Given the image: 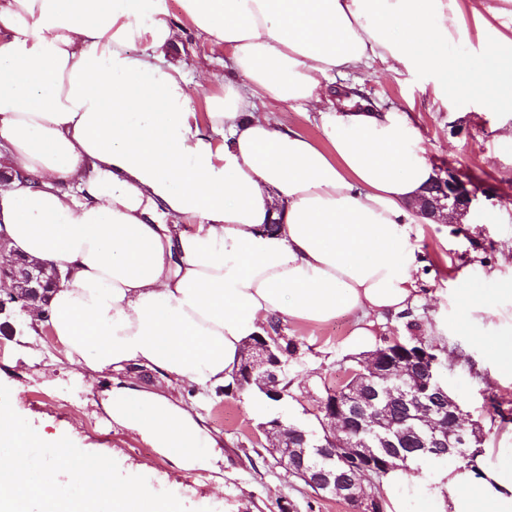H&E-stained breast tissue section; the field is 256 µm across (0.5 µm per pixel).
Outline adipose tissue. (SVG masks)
<instances>
[{
    "label": "adipose tissue",
    "instance_id": "1",
    "mask_svg": "<svg viewBox=\"0 0 512 512\" xmlns=\"http://www.w3.org/2000/svg\"><path fill=\"white\" fill-rule=\"evenodd\" d=\"M0 0V237L60 284L27 320L95 376L105 422L174 469L219 474L222 443L180 396L230 382L270 317L374 319L417 301L413 225L430 164L387 113L327 83L374 59L512 111V0ZM234 75L195 111L181 27ZM476 38L479 75L448 47ZM140 54H133L134 46ZM319 116L321 140L277 126ZM277 223L275 232L265 226ZM157 372L152 384L139 373ZM422 512H512V449L442 471ZM274 118L283 127L296 128L316 140L321 138L320 126L314 112H296L284 106L274 112Z\"/></svg>",
    "mask_w": 512,
    "mask_h": 512
}]
</instances>
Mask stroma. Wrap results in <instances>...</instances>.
<instances>
[{"instance_id":"1","label":"stroma","mask_w":512,"mask_h":512,"mask_svg":"<svg viewBox=\"0 0 512 512\" xmlns=\"http://www.w3.org/2000/svg\"><path fill=\"white\" fill-rule=\"evenodd\" d=\"M171 57L206 64L213 78L193 89L191 105L205 111L206 99L221 93L230 74V56L195 31L182 30ZM330 91L357 92L380 111L395 113L438 174L458 172L476 189L469 220L463 224H416V286L423 299L410 319L387 320L376 329L374 345L393 336H419L440 351L442 377L466 418L478 421L484 442L481 458L492 462L512 448V371L486 355L482 336H512V112H500L469 93L449 94L424 71L373 61L367 73L336 76ZM490 293L496 308L464 318L467 292ZM25 313L12 307L0 314V384L17 398L15 411L46 434L68 437L80 449L113 458L122 473L151 479L160 491L190 499L205 512H351L344 501L315 494L270 456L260 426L278 418L323 431L315 417L327 391L358 367L366 349L351 345L352 324L339 317L323 324L282 320L291 341L288 398L267 402L264 414L251 408V392L199 391L182 396L223 443V484L210 474L187 475L120 428L105 424L96 405L106 378L89 382L70 364L46 331L24 326ZM496 399L498 412L488 411Z\"/></svg>"}]
</instances>
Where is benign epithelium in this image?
<instances>
[{
    "mask_svg": "<svg viewBox=\"0 0 512 512\" xmlns=\"http://www.w3.org/2000/svg\"><path fill=\"white\" fill-rule=\"evenodd\" d=\"M430 191L431 196L421 197V204L434 218L445 210L466 215L475 197L467 183L452 171L446 178L435 177ZM47 270L44 264L28 263L12 254L0 240V281L11 282L9 292L0 295V311L17 304L30 308V302L59 282L57 274L47 278ZM280 338L271 331L259 335L246 344L243 354L249 379L273 396L279 394L283 366L274 353L280 347ZM320 412L322 425L332 427L341 452L356 459L368 456L362 428L357 426L361 417L383 434L384 445L421 454L437 451L441 456L468 460L482 441L481 429L475 423L466 424L458 401L445 389L433 367H419L414 357L392 360L379 350L369 354L366 370L349 372L346 386L337 391V396L322 401ZM264 432L278 452L280 463L290 456L305 457L301 449L308 443L307 432L294 426L287 428L280 421L266 424ZM309 482L318 492L341 498L354 512H372L375 497L367 492L363 479H338L333 468L311 471Z\"/></svg>",
    "mask_w": 512,
    "mask_h": 512,
    "instance_id": "benign-epithelium-1",
    "label": "benign epithelium"
}]
</instances>
